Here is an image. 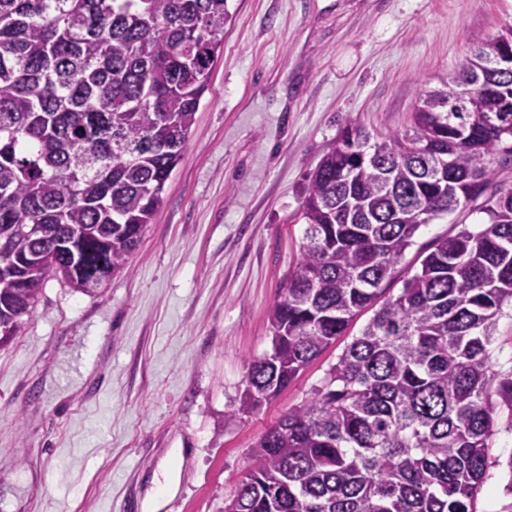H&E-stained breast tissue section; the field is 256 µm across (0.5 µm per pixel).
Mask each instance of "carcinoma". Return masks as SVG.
<instances>
[{
  "instance_id": "cac0c4a2",
  "label": "carcinoma",
  "mask_w": 512,
  "mask_h": 512,
  "mask_svg": "<svg viewBox=\"0 0 512 512\" xmlns=\"http://www.w3.org/2000/svg\"><path fill=\"white\" fill-rule=\"evenodd\" d=\"M232 21L227 0H0V343L44 282L91 294L123 270L184 157ZM512 26L376 142L345 127L305 176L299 255L237 413L275 400L366 309L321 387L251 449L224 512H475L511 367ZM486 215L398 269L419 230ZM401 275L400 293L381 285ZM493 347L496 353L500 352L502 361H506L512 355V315L511 310L507 316H502L497 323L494 332Z\"/></svg>"
}]
</instances>
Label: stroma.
<instances>
[{
    "label": "stroma",
    "instance_id": "35a3bbf8",
    "mask_svg": "<svg viewBox=\"0 0 512 512\" xmlns=\"http://www.w3.org/2000/svg\"><path fill=\"white\" fill-rule=\"evenodd\" d=\"M233 15L184 157L126 268L86 295L45 282L0 345V512H148L155 472L179 470L161 512H224L250 450L321 386L344 336L276 400L238 413L268 309L295 266L304 177L348 124L403 132L512 0H228ZM483 214L423 227L404 262ZM91 370H83L85 356ZM477 512H512V424L500 419Z\"/></svg>",
    "mask_w": 512,
    "mask_h": 512
}]
</instances>
